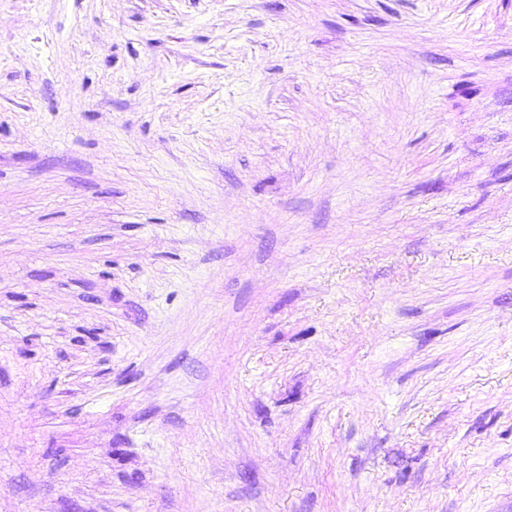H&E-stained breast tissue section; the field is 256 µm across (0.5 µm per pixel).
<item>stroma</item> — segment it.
I'll use <instances>...</instances> for the list:
<instances>
[{"label":"stroma","mask_w":512,"mask_h":512,"mask_svg":"<svg viewBox=\"0 0 512 512\" xmlns=\"http://www.w3.org/2000/svg\"><path fill=\"white\" fill-rule=\"evenodd\" d=\"M0 512H512V0H0Z\"/></svg>","instance_id":"obj_1"}]
</instances>
